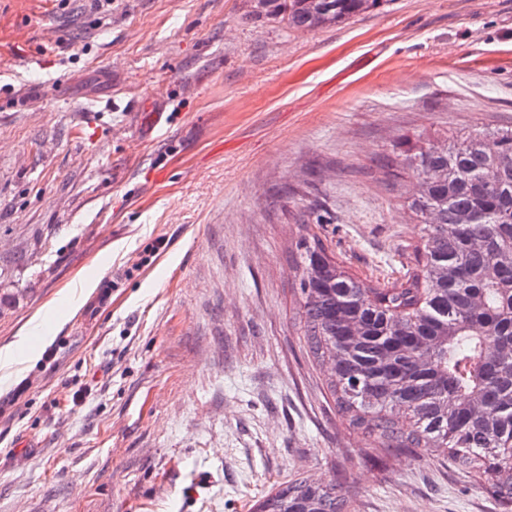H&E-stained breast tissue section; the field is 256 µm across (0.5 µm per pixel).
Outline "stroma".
I'll return each mask as SVG.
<instances>
[{
  "label": "stroma",
  "instance_id": "35a3bbf8",
  "mask_svg": "<svg viewBox=\"0 0 512 512\" xmlns=\"http://www.w3.org/2000/svg\"><path fill=\"white\" fill-rule=\"evenodd\" d=\"M512 128V0H383L314 30L258 0H0V347L93 280L0 385V512H254L307 476L351 512H504L336 413L293 326L300 213L388 288L414 178Z\"/></svg>",
  "mask_w": 512,
  "mask_h": 512
}]
</instances>
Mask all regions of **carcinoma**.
Listing matches in <instances>:
<instances>
[{"mask_svg": "<svg viewBox=\"0 0 512 512\" xmlns=\"http://www.w3.org/2000/svg\"><path fill=\"white\" fill-rule=\"evenodd\" d=\"M381 0H260L314 30ZM397 167L423 177L409 202L424 224L415 269L378 288L316 235L291 252L297 331L316 362H336V410L379 448L445 454L512 510V128L415 145ZM428 356L426 365L419 358ZM352 496L308 479L279 486L256 512H347Z\"/></svg>", "mask_w": 512, "mask_h": 512, "instance_id": "obj_1", "label": "carcinoma"}]
</instances>
